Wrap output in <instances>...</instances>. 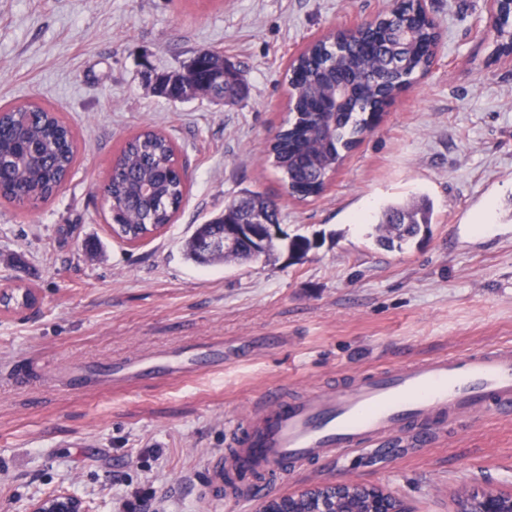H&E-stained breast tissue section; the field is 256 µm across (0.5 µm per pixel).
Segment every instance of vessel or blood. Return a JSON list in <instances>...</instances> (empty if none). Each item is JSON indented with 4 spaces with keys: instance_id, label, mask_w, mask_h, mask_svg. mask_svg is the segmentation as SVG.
I'll return each mask as SVG.
<instances>
[{
    "instance_id": "vessel-or-blood-1",
    "label": "vessel or blood",
    "mask_w": 512,
    "mask_h": 512,
    "mask_svg": "<svg viewBox=\"0 0 512 512\" xmlns=\"http://www.w3.org/2000/svg\"><path fill=\"white\" fill-rule=\"evenodd\" d=\"M487 412L512 415V347L437 356L383 367L333 386L287 395L263 392L249 415L229 424L225 455L214 481L263 476L280 481L295 468L359 451L412 428L428 433L448 419Z\"/></svg>"
}]
</instances>
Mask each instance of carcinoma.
Listing matches in <instances>:
<instances>
[{
	"label": "carcinoma",
	"mask_w": 512,
	"mask_h": 512,
	"mask_svg": "<svg viewBox=\"0 0 512 512\" xmlns=\"http://www.w3.org/2000/svg\"><path fill=\"white\" fill-rule=\"evenodd\" d=\"M440 40L437 27L409 8L380 21L374 30H339L311 45L295 61L287 81L298 94L295 110L300 117H291L280 128L268 150L292 197L305 200L323 191L344 152L360 141L377 104L429 69ZM394 55L405 61L399 69L388 67V58ZM216 58L207 49L197 50L190 68L156 76L155 92L172 101L188 100L186 87L207 80ZM226 73L224 84L212 86V94L226 104H235L243 98L247 81L235 66L226 67ZM335 81L351 86L353 106L328 121L325 143L317 136L319 121L307 118V99ZM75 157L74 132L56 113L33 103L0 108L1 198L19 203L26 189L37 192L42 201L51 198L71 172ZM105 193L112 233L128 243L171 223L186 193L172 141L155 131L129 138L112 162ZM256 208L266 213L271 223H279L278 207L272 200L259 192H247L197 225L196 234L186 242L187 255L200 260L198 238L224 233L225 225L239 223L242 213ZM431 223L432 210L425 202L411 209L390 203L381 211L378 243L386 248L400 246L428 230ZM274 251L275 242L270 238L254 250L245 246L240 259L269 257ZM34 298L33 290L25 288L19 294L1 296L0 304L26 307Z\"/></svg>",
	"instance_id": "1"
}]
</instances>
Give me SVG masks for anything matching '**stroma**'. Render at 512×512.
<instances>
[{
  "label": "stroma",
  "instance_id": "35a3bbf8",
  "mask_svg": "<svg viewBox=\"0 0 512 512\" xmlns=\"http://www.w3.org/2000/svg\"><path fill=\"white\" fill-rule=\"evenodd\" d=\"M394 0H0V106L38 102L72 127L76 161L46 201L0 198V512L64 491L88 512H258L224 502L212 477L226 423L271 388L344 386L414 357L512 344V67L486 40V0H428L441 33L430 72L399 94L347 153L325 191L290 197L265 149L288 119L290 62L311 41ZM207 48L243 70L233 106L154 93ZM145 129L176 146L187 192L171 224L136 244L113 238L112 160ZM273 200L291 257L200 264L194 227L244 191ZM428 197L434 222L404 245L376 241L390 200ZM139 357L198 363L182 377L115 385ZM85 376L80 388L71 380ZM344 478L415 512H454L463 493L512 491V417L451 422L432 441L395 436L312 463L281 495Z\"/></svg>",
  "mask_w": 512,
  "mask_h": 512
}]
</instances>
